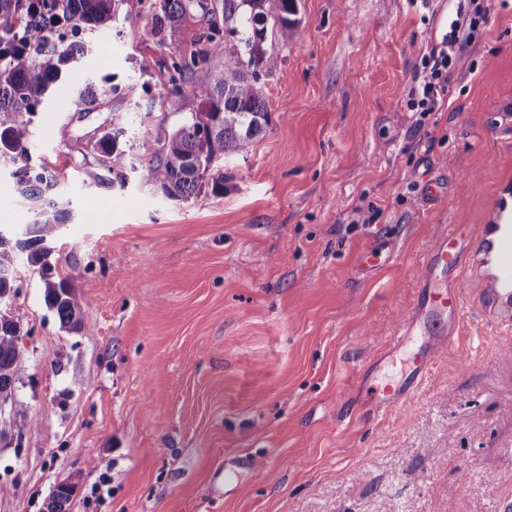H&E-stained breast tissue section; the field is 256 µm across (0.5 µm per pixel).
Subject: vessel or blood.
Segmentation results:
<instances>
[{
    "label": "vessel or blood",
    "mask_w": 512,
    "mask_h": 512,
    "mask_svg": "<svg viewBox=\"0 0 512 512\" xmlns=\"http://www.w3.org/2000/svg\"><path fill=\"white\" fill-rule=\"evenodd\" d=\"M478 253H471L459 226L451 228L430 249L419 276L421 293L400 319L393 350L414 348L412 366L403 382L392 385L383 405L394 409L422 381L440 353L450 344L444 330L459 324L462 313L458 288L468 283L489 313L512 320V191L503 190L487 224L479 231ZM393 250L374 242L358 255L360 269L372 272L387 265Z\"/></svg>",
    "instance_id": "1"
}]
</instances>
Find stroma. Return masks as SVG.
Segmentation results:
<instances>
[{"label": "stroma", "instance_id": "stroma-1", "mask_svg": "<svg viewBox=\"0 0 512 512\" xmlns=\"http://www.w3.org/2000/svg\"><path fill=\"white\" fill-rule=\"evenodd\" d=\"M151 0H122L93 55L73 63L31 117L32 154L56 176L69 219L56 242L82 328H61L39 267L19 258L15 295L27 360L0 409V512H42L74 472L70 512H506L512 505V321L462 288L454 348L422 387L381 412L399 380L386 352L417 295L421 264L449 225L486 223L512 186V0L467 48L439 112L406 108L420 54L469 0H298L301 23L268 31L261 74L270 124L224 165V193L164 198L138 178L185 117L173 87L210 65L172 64L224 24L204 0L169 39ZM93 84L94 107L78 99ZM119 131L125 184L93 145ZM0 163V230L34 207ZM375 206L373 223L354 209ZM393 258L357 256L375 237ZM112 495L87 494L101 472ZM392 254L393 250L389 244L374 242L358 254V265L362 271L372 272L387 265L391 260Z\"/></svg>", "mask_w": 512, "mask_h": 512}]
</instances>
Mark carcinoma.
<instances>
[{
	"instance_id": "cac0c4a2",
	"label": "carcinoma",
	"mask_w": 512,
	"mask_h": 512,
	"mask_svg": "<svg viewBox=\"0 0 512 512\" xmlns=\"http://www.w3.org/2000/svg\"><path fill=\"white\" fill-rule=\"evenodd\" d=\"M119 0H0V159H7L20 194L33 201L54 186L55 177L31 158V120L23 114L37 112L56 88L61 75L77 59L94 54L95 44L80 37L83 30L96 31L111 21ZM298 0H224V22L232 23L227 34L215 27L200 39V46L183 54L174 68L190 72L216 57L220 67L205 86L174 87L185 112L184 123L165 139L162 156L139 169V180L173 201H189L205 191L224 193V162L247 153L255 138L266 131L268 111L264 92L258 85V67L272 72L276 56L261 49L268 22L283 38L298 28ZM203 0H157L160 30L177 39L182 23ZM120 132L99 141L95 149L105 168L124 183L128 167L126 152L118 148ZM37 218L23 231L9 236L0 232V298L13 289L11 275L17 259L49 271L51 252L66 212L36 211ZM81 271L70 266L63 276L45 279L44 295L61 328H81L80 308L73 283ZM26 361L17 322L0 313V395L10 396ZM82 473L52 491L46 512H69Z\"/></svg>"
}]
</instances>
